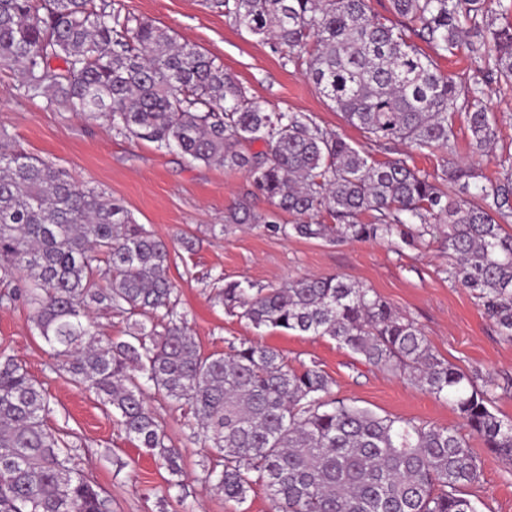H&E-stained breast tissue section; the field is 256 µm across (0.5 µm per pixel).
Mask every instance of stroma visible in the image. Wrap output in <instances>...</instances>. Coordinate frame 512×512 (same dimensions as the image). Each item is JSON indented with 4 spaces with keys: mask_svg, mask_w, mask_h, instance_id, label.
<instances>
[{
    "mask_svg": "<svg viewBox=\"0 0 512 512\" xmlns=\"http://www.w3.org/2000/svg\"><path fill=\"white\" fill-rule=\"evenodd\" d=\"M121 14L154 21L178 40L196 45L234 74L248 96L275 111L307 112L317 123L342 133L352 146L364 145L362 132L318 94L286 51L274 50L236 27L221 10L203 0H106ZM496 113L498 142L493 152L474 156L464 120L455 125L456 159L475 161L484 176L496 177L502 155L512 153V87L488 100ZM0 128L27 152L53 162L72 180L120 201L138 223L170 248L167 275L178 290L179 307L202 352L226 353L247 339L279 350L289 366H309L330 376L338 396L381 416L401 417L437 427H461L447 399L437 398L320 336L254 328L228 313L216 294L225 283L257 288L297 278L335 274L362 284L413 320L436 353L463 371H481L496 382L493 412L512 421V341L485 318L480 301L448 279V252L440 237L426 236L409 246L379 241L331 244L272 232L254 224L212 232L224 210L249 199L252 208L291 223L265 198L250 197L246 174L215 165L188 162L180 153L161 152L150 142L114 130L108 121L89 119L28 99L20 79L0 65ZM194 239L193 251L180 244ZM0 353L15 358L46 392L48 426L76 450L81 468L112 500V512H276L261 485L238 504L225 501L206 479L213 455L196 435L194 422L165 397L151 394L149 405L164 425L169 445L182 455L181 476L170 475L139 448L97 397L56 369L22 305H0ZM481 465L479 483L468 490L479 512H512V463L496 457L484 441L468 435Z\"/></svg>",
    "mask_w": 512,
    "mask_h": 512,
    "instance_id": "obj_1",
    "label": "stroma"
}]
</instances>
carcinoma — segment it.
<instances>
[{"mask_svg": "<svg viewBox=\"0 0 512 512\" xmlns=\"http://www.w3.org/2000/svg\"><path fill=\"white\" fill-rule=\"evenodd\" d=\"M212 0L249 34L288 50L317 92L367 144L392 141L453 154L464 113L471 147L498 137L486 99L512 83V13L504 0ZM429 44L430 56L417 44ZM477 63L444 74L435 58ZM62 67H53V62ZM0 65L25 95L179 151L244 171L254 193L293 216L277 225L239 201L232 224H266L300 238L413 243L435 230L448 279L469 289L512 341V154L499 176L454 162L438 180L402 158L375 160L305 112H268L230 72L170 30L95 0H0ZM260 142L265 150L250 153ZM327 213L334 224H319ZM369 213L371 221H360ZM106 256L107 270L93 267ZM168 244L121 205L0 135V305L20 302L59 366L112 408L127 436L170 475L148 391L195 420L216 455L207 476L224 500L264 485L276 512H478L466 489L480 468L457 429L379 416L333 391L318 368L288 367L280 351L242 341L205 354L177 310ZM229 312L263 327L329 337L368 364L450 401L469 430L512 462V422L490 409L479 375L438 357L415 323L372 289L330 275L218 293ZM130 320L122 340L96 332L90 310ZM50 401L27 370L0 356V512H112L111 500L47 425Z\"/></svg>", "mask_w": 512, "mask_h": 512, "instance_id": "1", "label": "carcinoma"}]
</instances>
